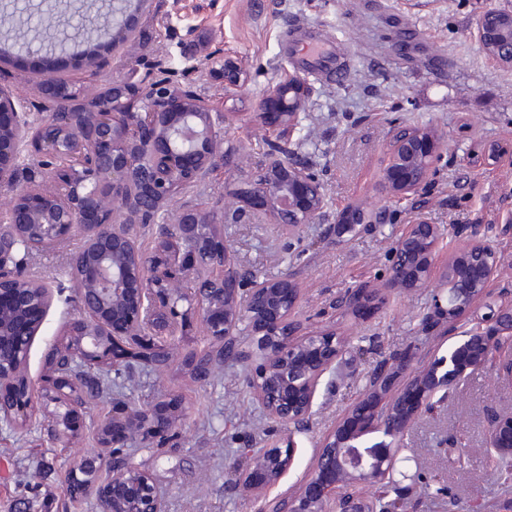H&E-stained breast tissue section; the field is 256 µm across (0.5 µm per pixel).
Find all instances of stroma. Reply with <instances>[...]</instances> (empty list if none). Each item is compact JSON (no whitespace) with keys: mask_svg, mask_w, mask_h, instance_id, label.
I'll list each match as a JSON object with an SVG mask.
<instances>
[{"mask_svg":"<svg viewBox=\"0 0 512 512\" xmlns=\"http://www.w3.org/2000/svg\"><path fill=\"white\" fill-rule=\"evenodd\" d=\"M506 0H149L135 43L92 49L95 65L68 52L51 58L19 53L0 58V87L17 111L38 119L50 96L43 78H63L85 87L91 78L122 74L127 63L147 70L156 63L195 67L187 84L224 114V149L237 164L179 191L158 221L175 220L186 202L209 205L250 177L264 159L274 133L257 116L263 94L286 74L298 72L290 34L300 21L316 36L333 40L336 60L306 74L312 93L291 147L294 158L322 183L327 214L291 235L281 225L244 218L224 226V240L245 280L290 275L300 290L294 317L310 331L335 328L346 341L336 366L318 385L303 425L287 427L269 418L247 386L250 358L228 359L209 376L193 378L180 357L162 372L119 358L111 370L112 395L89 400L77 435H50L44 401L34 404L26 425L0 422V512H101L95 493L71 498L65 473L85 452L111 459L98 442V425L113 399L134 408L160 402L166 391L184 401L171 443L157 448L134 440L124 457L146 470L165 494V512H258L245 499L238 476L250 464V448L293 444L290 468L276 493L296 492L311 476L323 438L366 389L371 372L389 355L415 351L424 361L447 354L461 332L474 326L461 316L454 331L437 335L429 316L442 281L432 275L424 288L389 297L362 313L347 309V289L380 285L388 276L395 240L417 216L439 225L440 260L467 242L461 227L478 225L500 257L488 298L500 300L512 287V166L485 162L483 149L512 140V68L490 60L471 35L478 14ZM236 56L247 77L244 92L225 94L222 81L201 75L215 50ZM344 75H337V68ZM397 125L432 126L448 151L428 186L423 207L414 200L387 199L379 182L385 144ZM387 210L385 223L335 235L330 229L348 204ZM82 235L54 251L26 256L23 272L47 280L53 299L32 339L28 370L39 378L52 346L80 315L69 256ZM507 353H494L484 368L453 388L411 426L401 446L409 455L407 478L384 486L359 485L369 500L397 501L398 512H512V474L492 462L486 435L492 421L512 413Z\"/></svg>","mask_w":512,"mask_h":512,"instance_id":"stroma-1","label":"stroma"}]
</instances>
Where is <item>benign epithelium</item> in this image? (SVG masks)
Wrapping results in <instances>:
<instances>
[{
  "label": "benign epithelium",
  "instance_id": "benign-epithelium-1",
  "mask_svg": "<svg viewBox=\"0 0 512 512\" xmlns=\"http://www.w3.org/2000/svg\"><path fill=\"white\" fill-rule=\"evenodd\" d=\"M112 15H86V27L108 26L112 47L129 41L138 24L140 8L128 0H111ZM473 36L482 52L504 67H512V8L497 6L483 11L475 21ZM70 50V35L58 32L38 45L20 47L27 54H52ZM204 70L224 82V92L245 85L237 58H212ZM112 90L107 108L96 107L103 89ZM52 110L31 121L3 100L0 92V188L10 191L0 210V383L23 393L12 399L0 387V420L23 425L36 388L55 400L51 414L59 435L76 433L84 407L76 397L80 389L72 380L77 364L89 369L110 365L115 348L125 342L128 360L158 371L168 367L177 351V336L186 319L198 317L219 347L210 352L209 365L238 354L236 336L247 328L254 337L257 359L248 382L256 401L275 421L300 425L309 414L318 383L343 352L333 332L300 334L289 320L300 290L288 276L255 280L243 285L239 269L231 263L224 245V223L249 208L258 217L298 232L324 216L325 194L318 178L283 154L267 153L256 177L231 190L244 203L233 211L217 204L209 209L184 205L173 224L156 232L155 248L138 247L136 230L155 218L172 201L176 191L201 182L219 166L230 167L232 157L223 151L224 113L210 100L186 89L179 79L147 72L137 79L112 78L99 86L90 83L80 95L53 89ZM311 89L296 74L288 75L268 90L259 102V118L292 137L303 104ZM448 142L430 126H398L387 141V163L380 185L390 198L423 191L436 174V164ZM27 153L36 165L47 166L43 182L31 188L20 184L17 158ZM512 164V143L489 145L487 160ZM386 213H369L349 205L336 213L333 230L341 235L350 225L368 228L382 224ZM36 230L42 243L61 245L75 232L84 244L71 259V273L78 288L81 315L63 335L72 348L67 362H60L52 348L40 383L27 373L31 336L52 301V289L41 283V292L22 285L15 271L18 255L30 254L23 236ZM441 229L418 218L407 226L391 252L392 267L382 288L366 292L350 289L345 305L352 309L375 306L392 291L423 287L436 268V245ZM500 258L479 230L467 245L448 255L442 270L443 295L434 309L443 322L469 312L480 325L494 321L500 336L512 339V308L487 306L480 315L476 299L495 279ZM188 306L178 309L180 297ZM488 352L485 333L476 330L448 348V354L422 367L411 379L392 388L391 365L407 366L410 356L394 357L374 369L366 392L328 435L317 455L310 479L296 496L286 493L267 499L292 463L293 444L263 448L252 455L239 489L248 499H263L262 512H371L370 502L355 492H341L363 482L408 474L399 468L396 442L426 412L430 400L476 370ZM169 416L161 419L149 407L134 409L122 401L99 428V441L125 448L137 433L149 445L168 437L180 401L175 394L162 401ZM490 447L500 453L512 445V415L498 419L490 431ZM104 465L101 457L85 454L67 475L69 490L81 494L95 487ZM104 512H164V498L150 474L131 472L122 457L112 459V477L97 489Z\"/></svg>",
  "mask_w": 512,
  "mask_h": 512
}]
</instances>
